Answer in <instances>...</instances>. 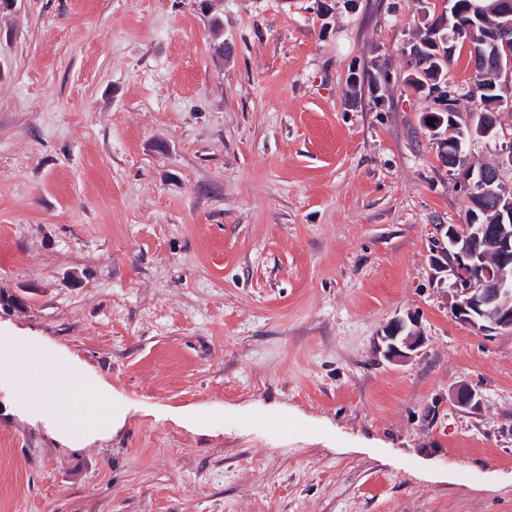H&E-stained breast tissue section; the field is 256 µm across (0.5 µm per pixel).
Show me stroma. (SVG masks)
I'll return each mask as SVG.
<instances>
[{
    "instance_id": "1",
    "label": "stroma",
    "mask_w": 512,
    "mask_h": 512,
    "mask_svg": "<svg viewBox=\"0 0 512 512\" xmlns=\"http://www.w3.org/2000/svg\"><path fill=\"white\" fill-rule=\"evenodd\" d=\"M199 2L0 10V338L117 412L74 446L0 389V512H512V333L433 263L466 202L407 83L420 0H221L220 57ZM384 335L382 336L383 342L386 343L384 355L391 362H403L411 358L425 342L417 326L411 322V327H408L406 321L401 318L392 320Z\"/></svg>"
}]
</instances>
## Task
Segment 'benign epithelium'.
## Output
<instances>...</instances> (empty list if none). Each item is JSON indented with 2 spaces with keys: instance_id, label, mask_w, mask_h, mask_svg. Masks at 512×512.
<instances>
[{
  "instance_id": "obj_1",
  "label": "benign epithelium",
  "mask_w": 512,
  "mask_h": 512,
  "mask_svg": "<svg viewBox=\"0 0 512 512\" xmlns=\"http://www.w3.org/2000/svg\"><path fill=\"white\" fill-rule=\"evenodd\" d=\"M496 12L500 18L499 30L492 34L493 42L502 44L507 60H498V101L512 103V0H496ZM453 167L462 170L461 183L470 211L462 224L448 226L450 247L435 259V267L448 268L453 276L454 301L450 305L452 315L458 321L471 326L482 334L496 330L512 332V309L508 297L512 295V198L497 195L494 184L497 178L482 172L474 176L465 157H452ZM494 205L498 224L489 232L484 225L473 223L475 211ZM468 266L483 272L484 277L468 280L459 276L460 268ZM386 343L385 357L391 362H403L411 358L423 346L424 336L416 325L405 320H392L382 337ZM452 402L461 408H478L481 397L468 384H460L451 390Z\"/></svg>"
}]
</instances>
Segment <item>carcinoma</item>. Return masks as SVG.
<instances>
[{
	"label": "carcinoma",
	"instance_id": "carcinoma-1",
	"mask_svg": "<svg viewBox=\"0 0 512 512\" xmlns=\"http://www.w3.org/2000/svg\"><path fill=\"white\" fill-rule=\"evenodd\" d=\"M445 3L442 13L428 26V36L420 43L414 44L411 51L415 53V63L411 66L412 73L409 84L420 92H433L439 82L448 73V67L454 61L452 36L461 28L472 37V41L484 45L487 56H492L494 48L485 44L491 33L497 28L500 19L494 7L495 0H441ZM220 0H201L202 7L213 10L211 28L215 36L214 51L224 54V42L221 41L223 17L215 10ZM471 84H483L484 92L477 99L472 98V92L466 91L464 97L470 99L469 115L476 118V125H481L484 113L497 99L494 86L497 84L495 71L489 67L481 72L471 70ZM434 122H429V119ZM422 124L437 144V158L442 153H449L463 146L468 139L469 126L460 121L459 110L443 108L441 110L427 109L422 116Z\"/></svg>",
	"mask_w": 512,
	"mask_h": 512
}]
</instances>
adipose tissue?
Instances as JSON below:
<instances>
[{
	"label": "adipose tissue",
	"mask_w": 512,
	"mask_h": 512,
	"mask_svg": "<svg viewBox=\"0 0 512 512\" xmlns=\"http://www.w3.org/2000/svg\"><path fill=\"white\" fill-rule=\"evenodd\" d=\"M0 375L17 379L18 398L46 411L69 442L111 433V391L89 378L75 359L63 358L51 367L36 346L4 340Z\"/></svg>",
	"instance_id": "adipose-tissue-1"
}]
</instances>
